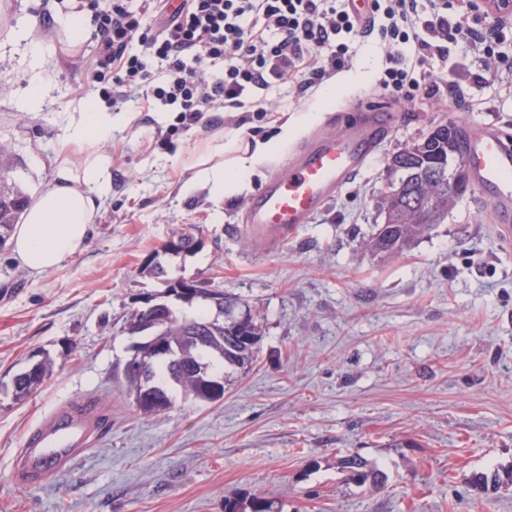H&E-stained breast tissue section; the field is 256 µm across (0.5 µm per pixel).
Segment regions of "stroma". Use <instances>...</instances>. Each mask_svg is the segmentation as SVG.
I'll use <instances>...</instances> for the list:
<instances>
[{
	"instance_id": "1",
	"label": "stroma",
	"mask_w": 512,
	"mask_h": 512,
	"mask_svg": "<svg viewBox=\"0 0 512 512\" xmlns=\"http://www.w3.org/2000/svg\"><path fill=\"white\" fill-rule=\"evenodd\" d=\"M78 0H0L1 172L28 199L66 153L62 134L86 103L125 112L101 152L112 190L85 249L41 274L0 248V383L49 354L54 373L27 401L0 395V512H224L228 498L262 497L273 512H512V485L474 493V473L512 468V242L486 197L468 191L402 254L380 259L363 242L382 223L388 157L434 126L459 119L512 135V87L483 70L467 43L434 62L439 91L393 104L395 134L310 223L275 248L256 249L228 227L250 194L215 215L206 189L184 195L190 164L214 138L272 134L282 113L306 109L315 89L268 92V115L238 127L206 116L169 131L173 115L145 100L113 104L89 85L98 42L70 49L58 15ZM28 23L46 52V106L23 112L28 60L12 34ZM378 35L357 39L341 88L321 114L374 93L385 65ZM196 228L201 244L160 253L169 233ZM156 259L171 276L212 278L247 302L262 325L259 352L212 403L176 397L141 414L117 376L130 355L124 322L163 291L139 269ZM99 408L93 446L35 488L13 471L23 433L54 407ZM354 453L383 469L381 489L342 481Z\"/></svg>"
}]
</instances>
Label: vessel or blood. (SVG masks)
<instances>
[{"instance_id":"obj_1","label":"vessel or blood","mask_w":512,"mask_h":512,"mask_svg":"<svg viewBox=\"0 0 512 512\" xmlns=\"http://www.w3.org/2000/svg\"><path fill=\"white\" fill-rule=\"evenodd\" d=\"M396 129L394 116L380 103L366 101L335 127L316 130L292 150L252 198L240 228L261 250L312 217L363 167L367 157ZM463 161L474 188L488 196L499 231L512 235V137L499 128L461 122ZM99 413L85 400L60 406L23 438L18 482L41 483L84 453L98 431Z\"/></svg>"}]
</instances>
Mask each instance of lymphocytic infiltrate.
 I'll return each mask as SVG.
<instances>
[{
  "instance_id": "obj_1",
  "label": "lymphocytic infiltrate",
  "mask_w": 512,
  "mask_h": 512,
  "mask_svg": "<svg viewBox=\"0 0 512 512\" xmlns=\"http://www.w3.org/2000/svg\"><path fill=\"white\" fill-rule=\"evenodd\" d=\"M81 8L100 45L93 82L111 84L113 100L150 98L190 123L221 109L250 123L264 110L258 91L308 90L345 68L355 39L372 33L387 46L380 85L396 100L433 95L429 66L458 39L512 84L504 30L480 36L461 15L419 0H369L363 18L345 0H81ZM137 41L143 52H134Z\"/></svg>"
}]
</instances>
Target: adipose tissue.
Masks as SVG:
<instances>
[{
    "mask_svg": "<svg viewBox=\"0 0 512 512\" xmlns=\"http://www.w3.org/2000/svg\"><path fill=\"white\" fill-rule=\"evenodd\" d=\"M330 96V90H322L307 111L284 119L273 135L250 139L232 157H225L222 142L209 143L196 160V170L184 183L183 192L191 193L202 185L213 201L220 203L253 190L254 177L318 118ZM123 120V115L101 109L81 113L67 125L63 145L79 148L83 157L79 163L58 166L54 179L27 209L11 240L14 256L31 272L51 270L85 248L98 206L112 190L111 159L96 146L111 139L114 125Z\"/></svg>",
    "mask_w": 512,
    "mask_h": 512,
    "instance_id": "ef3b65f1",
    "label": "adipose tissue"
}]
</instances>
